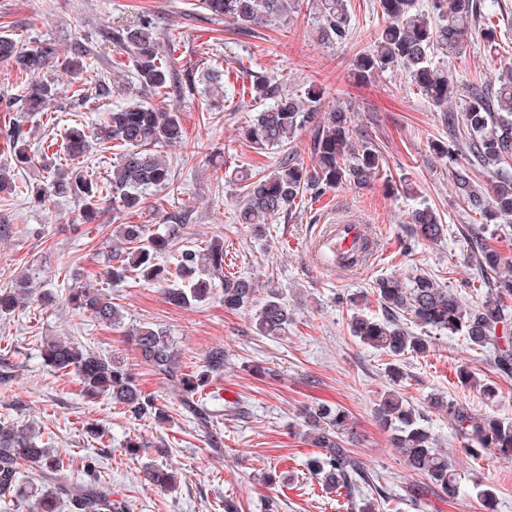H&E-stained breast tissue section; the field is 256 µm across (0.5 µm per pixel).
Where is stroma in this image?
Listing matches in <instances>:
<instances>
[{"label": "stroma", "instance_id": "1", "mask_svg": "<svg viewBox=\"0 0 512 512\" xmlns=\"http://www.w3.org/2000/svg\"><path fill=\"white\" fill-rule=\"evenodd\" d=\"M348 10L352 35L334 43L319 35L313 0H295L287 18L242 27L211 16L200 0H0V35L27 48L53 44L62 58L76 37H85L99 58L86 76L88 83L103 81L111 88L105 97L75 95L69 74L52 68L47 76L58 87L54 105L47 114L24 118L15 103L28 79L0 62V129L24 120L35 158L30 165L16 164L0 138V166L11 167L20 185L46 184L48 172L38 155L56 152L68 128L91 127L98 113L124 102L125 91H137V84L126 81V53L108 40L114 27L147 14L161 40L172 43L170 60L180 83L155 103L178 112L186 139L167 151L169 186L148 191L136 210L108 206L94 224L83 223L76 203L67 198L54 197L38 207L0 194V225L11 227L0 234V288L25 278L32 291L28 306L0 319V356H8L11 364L10 381H0V417L33 426L43 442L67 457H96L113 498L125 501L129 512H268L272 507L277 512H342L335 495L324 493L307 468L311 449L304 437L305 415L320 403L346 409L358 424L362 440L354 453L391 494L383 512H486L468 479L451 499L408 467L391 429L374 416L376 404L393 386L388 360L354 339L348 323L356 313L383 316L373 285L391 275H432L457 291L467 307L483 300L486 290L462 232L474 216L453 180L464 153L443 158L435 146L451 142L461 126L470 83L481 77L496 89L498 75L512 64V0H476L466 53L440 60L457 88L444 111L403 70L392 68L364 81L352 76L354 58L368 50L385 20L376 0H348ZM487 31L496 33L499 53H488ZM214 67L224 70L226 79L224 95L216 99L202 81L203 71ZM257 76L296 94L321 85L320 112L344 108L357 135L368 138L382 156L373 184L303 197L258 230L236 223L243 196L238 174H267L281 156L275 148L253 149L245 137L261 108L246 94ZM423 206L433 208L448 226L440 242L421 239L409 222L412 210ZM339 207L368 216L380 238L379 262L352 278L311 268L306 255L317 225ZM120 224L173 230L179 250L201 251L213 237H223L225 273L256 284V300L272 287L287 302L292 313L287 335L256 334L252 311L226 309L219 288L203 304L180 307L156 285L106 286L124 314L117 326L73 310L65 301L68 286L75 276L104 274V256ZM136 325L166 330L188 371L202 365L209 350L223 348L224 375L204 389L219 447L208 445L181 412L164 376L136 352L128 339ZM47 336H69L121 355L142 389L165 410V420H138L108 400L83 399L75 375L44 365L40 344ZM462 366L475 374L477 385L459 383L456 372ZM402 369L399 392L425 411L439 448L451 450L459 441L447 414L430 407L431 395L462 401L479 414L512 417V377L500 375L461 335L439 337L429 355L406 358ZM484 383L496 387L494 399H485ZM93 424L105 428L110 444L95 439L89 431ZM132 438L143 446L129 454L123 447ZM455 465L495 488V512H512V463L488 454L478 460L459 456ZM153 466L172 469L173 490L149 484L146 472Z\"/></svg>", "mask_w": 512, "mask_h": 512}]
</instances>
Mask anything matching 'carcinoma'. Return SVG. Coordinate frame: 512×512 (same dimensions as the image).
<instances>
[{"label": "carcinoma", "instance_id": "1", "mask_svg": "<svg viewBox=\"0 0 512 512\" xmlns=\"http://www.w3.org/2000/svg\"><path fill=\"white\" fill-rule=\"evenodd\" d=\"M291 2L204 0V8L227 21L266 25L287 15ZM314 2L321 38L337 43L347 40L352 31L347 0ZM377 2L386 24L374 36L372 48L354 58V74L365 79L376 71L399 67L436 107H448L454 88L434 57L457 56L466 51L471 37L473 0H427L424 9L416 8L414 0ZM110 41L127 53L131 78L141 91L158 96L174 81L175 71L168 53L159 40L155 23L148 17L112 29ZM90 55L83 40H75L70 56L61 61L50 43L28 49L9 36H0V60L31 76L20 96L23 112H42L57 98L56 85L41 79V71L61 65L78 74L86 68ZM249 94L255 101H269L247 125L245 135L252 147L284 148L293 143L297 131L313 124L311 154L315 164L308 166L296 151L287 150L270 173L252 181L241 178L245 185L238 223L255 227L269 224L307 193L316 195L342 185L364 187L379 176L382 156L369 141L353 136L348 113L333 109L318 115L317 104L322 95L318 85L311 84L304 93L296 95L279 90L266 77L257 76ZM462 121L464 130L459 136L469 145L470 159L456 171L455 184L463 203L470 212L489 221L499 214L512 215V182L499 181L489 186L477 176L482 167L512 160L511 67L498 76V88L491 96L482 83L470 84ZM4 137L12 144L17 163L31 161L23 123L6 129ZM91 138L104 145L113 142L122 150L112 177L98 181L87 177L79 167L55 163L49 168L47 186L30 189L38 203L45 202L50 195L74 199L86 223L95 221L103 205L111 201L133 209L142 203L146 191L168 186L171 167L165 159V149L182 143L184 131L178 113L132 99L101 113L91 131L70 128L64 154L74 160L84 156ZM411 223L421 237L433 242L441 240L446 231L440 217L428 206L415 209ZM466 231L490 288L481 304L470 309L463 307L454 291L427 274L415 275L407 281L386 277L375 283L384 316L379 319L356 314L350 319L351 336L394 358L388 376L396 386L404 376L398 365L402 357L422 356L433 347L431 337L413 334L404 326L406 320L438 333L464 334L468 345L489 356L499 374L512 376V267L505 265L500 252L486 243V224H468ZM115 237L117 242L112 245L106 270L112 281L122 282L133 275L145 283L160 285L166 298L178 306L205 302L220 284L224 286V307L238 310L253 305V284L244 278L224 275V241L218 237L203 251L182 250L173 268L155 263L160 254L169 251L171 232L152 233L146 224H120ZM66 299L101 323L116 325L124 319L122 310L98 287L96 280H79L77 286L68 290ZM29 300L26 280L0 289V318L15 313ZM253 322L261 336L288 333L291 313L275 289H267ZM132 339L140 356L171 383L182 409L196 421L199 431L208 435L211 447H218L219 441L211 434V410L199 392L209 379L224 375V349H211L201 370L192 376L181 372L177 351L164 330L141 325L132 330ZM41 357L55 372L76 374L83 398L92 401L106 396L138 418H161L162 409L156 406L151 394L142 390L120 356L101 353L72 340L46 337L41 344ZM432 404L448 414V422L461 441V447L452 452L473 459L492 452L501 460L512 462V418L479 415L467 404L440 395L432 398ZM377 415L394 431L395 447L407 465L425 475L443 494L456 497L462 475L453 463L454 457L437 448L426 426L425 413L390 390L377 405ZM312 418L309 440L321 452L309 460L308 466L318 477L322 490L344 496L354 512H378L380 505L363 491V486L374 490L383 503L390 499V494L344 447L357 435V426L349 413L322 404L314 409ZM25 465L40 469L44 484L39 500L41 512H59L62 506L66 512H127L128 505L112 498L106 482L93 477L95 461L82 459L81 469L89 479L74 486L68 478L64 457L55 449L39 445L32 427L0 419V498H11L17 492ZM147 476L149 482L162 489L174 487L173 476L164 469L151 470ZM473 487L477 498L492 512L496 501L494 487L478 480Z\"/></svg>", "mask_w": 512, "mask_h": 512}]
</instances>
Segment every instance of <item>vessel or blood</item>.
I'll return each instance as SVG.
<instances>
[{
  "label": "vessel or blood",
  "mask_w": 512,
  "mask_h": 512,
  "mask_svg": "<svg viewBox=\"0 0 512 512\" xmlns=\"http://www.w3.org/2000/svg\"><path fill=\"white\" fill-rule=\"evenodd\" d=\"M308 253L312 264L354 276L376 259L377 237L365 217L339 209L318 225Z\"/></svg>",
  "instance_id": "obj_1"
}]
</instances>
